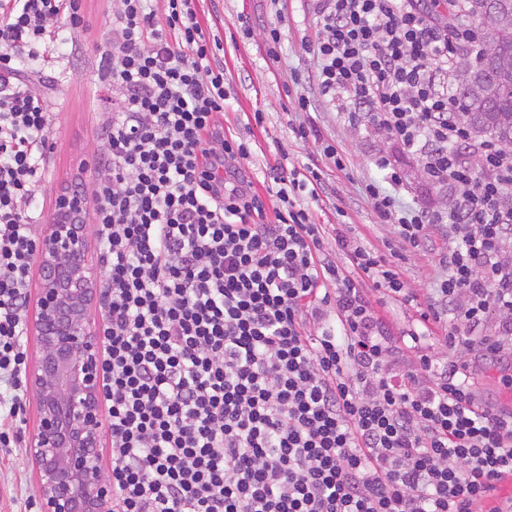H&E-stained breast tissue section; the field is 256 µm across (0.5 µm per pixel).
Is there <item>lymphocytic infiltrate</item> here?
Wrapping results in <instances>:
<instances>
[{"label":"lymphocytic infiltrate","mask_w":512,"mask_h":512,"mask_svg":"<svg viewBox=\"0 0 512 512\" xmlns=\"http://www.w3.org/2000/svg\"><path fill=\"white\" fill-rule=\"evenodd\" d=\"M112 0L93 222L103 268L102 373L112 512H512V411L478 402L457 348L512 358V149L475 140L453 70L477 37L439 0H314L323 102L419 159L440 204L401 205L384 156L364 193L402 249L454 241L424 297L345 236L324 252L320 169H274L219 121L228 92L196 0ZM79 0H0V447L21 443L22 311L53 114L36 83ZM416 304L400 342L364 295ZM501 315L482 333L489 309Z\"/></svg>","instance_id":"f902f5d3"}]
</instances>
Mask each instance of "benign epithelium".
Instances as JSON below:
<instances>
[{"label":"benign epithelium","instance_id":"1","mask_svg":"<svg viewBox=\"0 0 512 512\" xmlns=\"http://www.w3.org/2000/svg\"><path fill=\"white\" fill-rule=\"evenodd\" d=\"M39 247L36 352L27 372L38 424L26 457L40 512H112L104 477L102 348L89 317L101 274L88 259L86 225L55 218Z\"/></svg>","mask_w":512,"mask_h":512}]
</instances>
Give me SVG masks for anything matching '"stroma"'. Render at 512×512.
<instances>
[{"instance_id":"stroma-1","label":"stroma","mask_w":512,"mask_h":512,"mask_svg":"<svg viewBox=\"0 0 512 512\" xmlns=\"http://www.w3.org/2000/svg\"><path fill=\"white\" fill-rule=\"evenodd\" d=\"M84 28L73 41L54 51L44 68L43 89L56 114L51 136L54 147L45 175L37 187L45 214H52L64 187L91 183L96 176V134L91 110V88L103 69L100 52L112 40V24L103 0H80ZM197 13L210 33L223 46L217 61L224 68V80L231 92L229 108L221 119L224 127L246 140L252 151L247 175L262 173L280 162L288 166L318 165L325 168L326 192L322 196L320 223H337V210L347 214L344 231L352 240L376 249L398 247L392 225L379 223L361 187L367 180H381L373 164L385 156L403 181L400 199L410 206L420 201L437 202L427 184L418 159L382 132L350 124L342 110L318 99L317 67L304 41L315 32L309 0H286L275 10L270 0H199ZM280 26L284 36L277 49H269L265 31ZM304 95L315 101L311 112H298L294 100ZM265 114L263 126L250 123L255 110ZM314 126V136L299 139L292 132L299 123ZM343 148L354 166L349 172L328 170L322 148L325 144ZM450 244L445 228L431 230L424 253L410 257L401 269L417 295L426 294L439 274L438 256ZM474 377L478 399L505 404L506 389L500 371L475 354L464 357ZM35 477L21 448L0 449V512H23L27 498L35 497Z\"/></svg>"}]
</instances>
